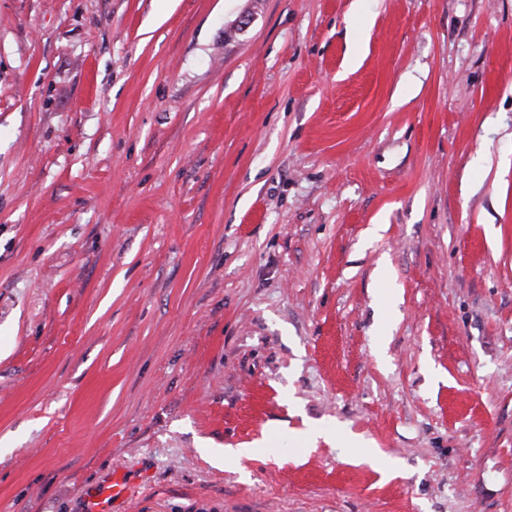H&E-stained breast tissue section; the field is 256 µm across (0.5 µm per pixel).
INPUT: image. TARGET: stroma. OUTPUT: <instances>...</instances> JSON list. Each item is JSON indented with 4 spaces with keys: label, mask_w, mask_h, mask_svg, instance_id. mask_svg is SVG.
Here are the masks:
<instances>
[{
    "label": "stroma",
    "mask_w": 512,
    "mask_h": 512,
    "mask_svg": "<svg viewBox=\"0 0 512 512\" xmlns=\"http://www.w3.org/2000/svg\"><path fill=\"white\" fill-rule=\"evenodd\" d=\"M114 474L512 512V0H0V512Z\"/></svg>",
    "instance_id": "stroma-1"
}]
</instances>
